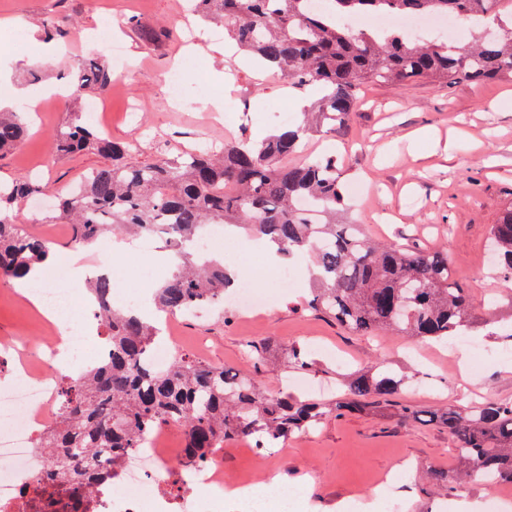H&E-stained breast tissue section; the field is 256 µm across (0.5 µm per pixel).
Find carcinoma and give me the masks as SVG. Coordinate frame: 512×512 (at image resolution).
I'll return each instance as SVG.
<instances>
[{"label":"carcinoma","mask_w":512,"mask_h":512,"mask_svg":"<svg viewBox=\"0 0 512 512\" xmlns=\"http://www.w3.org/2000/svg\"><path fill=\"white\" fill-rule=\"evenodd\" d=\"M310 0H196V12L222 18L239 50L269 62L291 84L317 82L326 94L316 124L285 128L256 144L248 138L218 149H194L149 163L128 161L133 144L101 134L78 109L52 137L51 149L66 157L84 152L109 156L112 164L89 172L76 192L58 198L51 219L66 220L71 244L85 248L109 234L153 232L165 238L177 263L153 292L163 312L185 313L224 302L233 287L224 262L201 256L193 243L209 224L242 228L278 246L287 260L310 257L313 288L304 308L360 336L392 332L417 342L446 343L474 327L476 299L452 277L448 254L375 242L359 224H338L345 186L336 158L288 164L312 132L345 125L367 82L406 85L430 80L453 86L512 79V0H332L323 14ZM444 14L499 34H472L464 47L443 38L423 40L400 29L366 30V14ZM112 73L95 60L83 65L82 89L104 91ZM27 124L16 112L0 113V153L24 141ZM38 192L28 180L0 185V277L19 280L51 256L53 245L13 222L14 203ZM496 266L512 279V208L490 226ZM94 315L107 330L109 356L61 387L60 418L38 437L49 449L51 480L85 491L108 478L96 466L95 450L112 449V461L141 447L163 425L182 426L186 454L180 468H193L230 438L250 439L258 450L276 448L309 430L332 412L365 411L393 405L403 379L388 374H350L345 398L334 404L293 394H268L261 384L222 365L182 355L157 371L147 364L160 334L155 323L134 311L112 308V283L90 288ZM254 363L267 360L269 346L247 344ZM400 415H424L409 406ZM427 421L456 440L459 468L427 472L432 488L466 478L481 482L486 472L512 483V402L488 400L468 409L437 408Z\"/></svg>","instance_id":"1"}]
</instances>
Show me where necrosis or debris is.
Listing matches in <instances>:
<instances>
[{
    "mask_svg": "<svg viewBox=\"0 0 512 512\" xmlns=\"http://www.w3.org/2000/svg\"><path fill=\"white\" fill-rule=\"evenodd\" d=\"M369 29L399 28L415 35L425 30H447L456 39L463 25L456 17L375 14L364 19ZM82 284L67 274L23 289V300H37L53 330L66 334L65 342L25 340L0 344V356L13 362L12 381L0 386V512H224V472L208 464L181 471L178 493L161 485L183 449L168 447L169 428L150 433L140 448L113 461L101 460L103 471L118 469L116 480L96 485L93 492L66 497L45 492L41 480L48 457L35 442L55 420L62 379H79L108 353L105 344L89 347L86 311L76 301Z\"/></svg>",
    "mask_w": 512,
    "mask_h": 512,
    "instance_id": "obj_1",
    "label": "necrosis or debris"
}]
</instances>
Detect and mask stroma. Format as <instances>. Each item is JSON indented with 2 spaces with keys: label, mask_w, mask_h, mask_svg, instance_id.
<instances>
[{
  "label": "stroma",
  "mask_w": 512,
  "mask_h": 512,
  "mask_svg": "<svg viewBox=\"0 0 512 512\" xmlns=\"http://www.w3.org/2000/svg\"><path fill=\"white\" fill-rule=\"evenodd\" d=\"M194 7L195 0H0V99H9V111L42 113L22 147L0 156V181L32 177L42 187L16 206V223L45 232L56 194L108 163L91 152L53 157L51 138L70 109L67 99L47 103L40 95L45 88L74 85L82 59L102 55L95 36L104 28H114L112 40L122 45L130 70L107 93L94 122L114 140L136 141L132 162L158 159V140L174 156L229 136L261 139L280 129L278 110L295 106L283 93L287 79L241 53L225 54L223 20L196 18ZM184 15L193 20L206 67L202 82L187 80L173 101L160 79L182 54ZM15 20L22 29L12 28ZM52 27L59 34L46 39ZM46 43L56 52L42 62ZM424 128L433 131V140L418 138ZM301 151L335 155L346 181L363 183V195L345 201L348 221L379 240L447 251L455 278L478 301V326L465 342L477 346L481 357L399 336H356L313 315L301 305L310 283L300 260L292 265L293 287L258 281L274 299L265 315L224 303L180 317L173 327L180 353L252 376L272 393L331 400L342 393V374L374 369L409 376L397 401L419 410L487 398L511 402L512 291L490 266L486 238L512 206V80L367 86L347 125L307 136ZM41 326L38 310L19 301L15 282L0 277V342L38 336ZM250 341L269 343L264 364L246 356ZM296 345L310 347V369L284 364V350ZM251 446L247 439H228L211 459L231 481L274 470L268 499L281 485L297 488L296 512H357L375 482L393 476L406 512H457L459 502L475 507L485 496L481 484L465 480L439 495L426 492L427 468H455V440L441 427L400 417L396 408L326 416L270 453Z\"/></svg>",
  "instance_id": "35a3bbf8"
}]
</instances>
